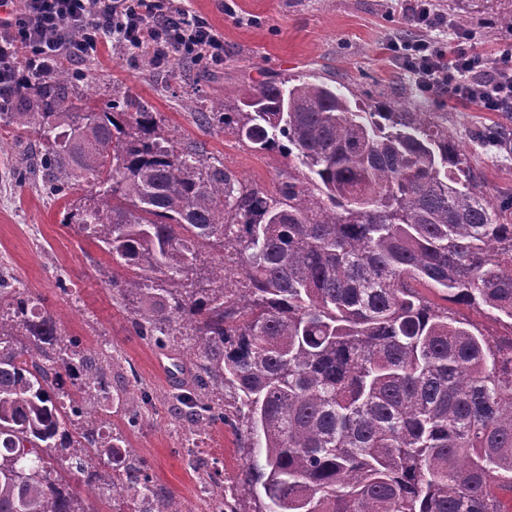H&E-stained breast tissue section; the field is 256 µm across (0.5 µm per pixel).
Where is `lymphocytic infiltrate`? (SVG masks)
Wrapping results in <instances>:
<instances>
[{
	"instance_id": "lymphocytic-infiltrate-1",
	"label": "lymphocytic infiltrate",
	"mask_w": 512,
	"mask_h": 512,
	"mask_svg": "<svg viewBox=\"0 0 512 512\" xmlns=\"http://www.w3.org/2000/svg\"><path fill=\"white\" fill-rule=\"evenodd\" d=\"M149 55L155 65L205 53L224 58V42L177 0H0V100L25 74L50 75L62 59L93 56L106 36ZM466 32L447 43L407 44V63L422 88L445 91L489 112H512V46L494 57L466 47Z\"/></svg>"
}]
</instances>
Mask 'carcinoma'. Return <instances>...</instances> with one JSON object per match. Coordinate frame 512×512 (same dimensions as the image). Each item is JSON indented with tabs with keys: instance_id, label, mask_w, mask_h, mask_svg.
<instances>
[{
	"instance_id": "obj_1",
	"label": "carcinoma",
	"mask_w": 512,
	"mask_h": 512,
	"mask_svg": "<svg viewBox=\"0 0 512 512\" xmlns=\"http://www.w3.org/2000/svg\"><path fill=\"white\" fill-rule=\"evenodd\" d=\"M491 0H448L465 22ZM202 120L292 165L263 189L158 131L133 96L92 105L64 70L15 90L0 118L75 224L127 276L134 335L178 356L174 413L232 428L241 478L221 512H512V340L420 291L512 321V224L478 189L448 113L375 108L319 80L236 89ZM115 357L0 275V512H88L134 493L182 512L132 467L112 409L139 426ZM71 381L66 387L65 380Z\"/></svg>"
}]
</instances>
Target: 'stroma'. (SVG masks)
<instances>
[{
    "instance_id": "1",
    "label": "stroma",
    "mask_w": 512,
    "mask_h": 512,
    "mask_svg": "<svg viewBox=\"0 0 512 512\" xmlns=\"http://www.w3.org/2000/svg\"><path fill=\"white\" fill-rule=\"evenodd\" d=\"M183 7L223 37V63L174 61L157 68L110 38L91 61L65 62L74 91L101 104L135 96L155 112L162 134L203 143L226 167L269 189L287 169V158L253 152L232 133L204 129L187 110L188 100L206 112L225 90L287 77L336 82L362 102L381 97L398 105L414 94L432 111L447 113L448 134L462 145L480 190L497 204L512 198V153L473 140L486 128L512 130V112H487L445 92H411L393 45L434 33L411 27L403 0H184ZM38 150V142L0 124V258L57 312L68 336L119 356L116 383L136 379L150 393V421L130 432V445L157 488L178 498L185 512H204L196 497L198 474L185 451L189 423L175 418L167 400L172 376L156 364L159 348L134 336L129 313L112 301L111 278L124 271L77 225L65 223L64 200L49 197L32 169Z\"/></svg>"
}]
</instances>
